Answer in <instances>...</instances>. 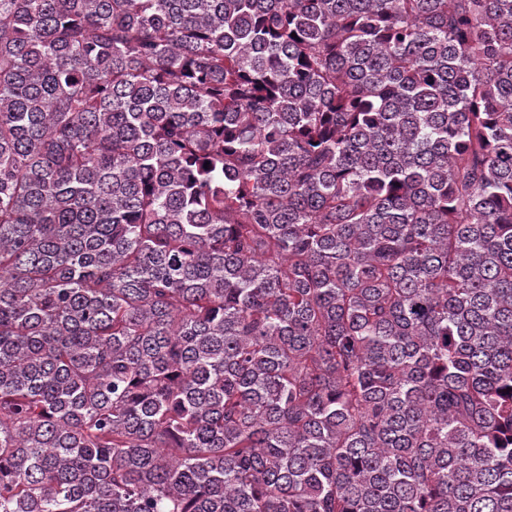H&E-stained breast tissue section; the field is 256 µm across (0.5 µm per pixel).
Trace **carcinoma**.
Wrapping results in <instances>:
<instances>
[{"label": "carcinoma", "instance_id": "cac0c4a2", "mask_svg": "<svg viewBox=\"0 0 512 512\" xmlns=\"http://www.w3.org/2000/svg\"><path fill=\"white\" fill-rule=\"evenodd\" d=\"M0 512H512V0H0Z\"/></svg>", "mask_w": 512, "mask_h": 512}]
</instances>
